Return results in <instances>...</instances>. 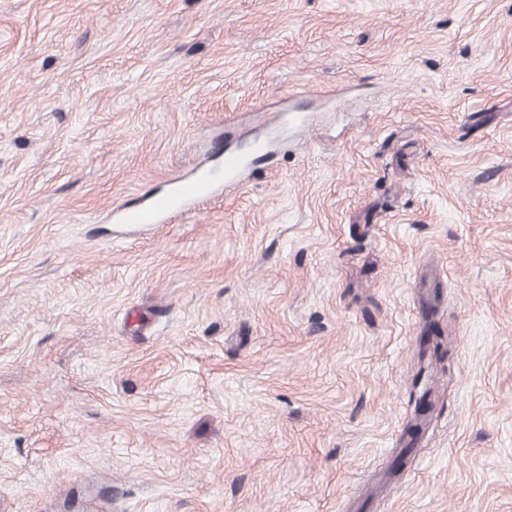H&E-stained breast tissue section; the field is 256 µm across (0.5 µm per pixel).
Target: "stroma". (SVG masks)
Listing matches in <instances>:
<instances>
[{"label":"stroma","instance_id":"obj_1","mask_svg":"<svg viewBox=\"0 0 512 512\" xmlns=\"http://www.w3.org/2000/svg\"><path fill=\"white\" fill-rule=\"evenodd\" d=\"M0 512H512V0H0ZM216 183L214 177L201 173L182 178L174 185L170 195H160L153 198L135 214L126 213L123 220L127 224H156L159 219L174 208L196 201L204 194L211 193Z\"/></svg>","mask_w":512,"mask_h":512}]
</instances>
